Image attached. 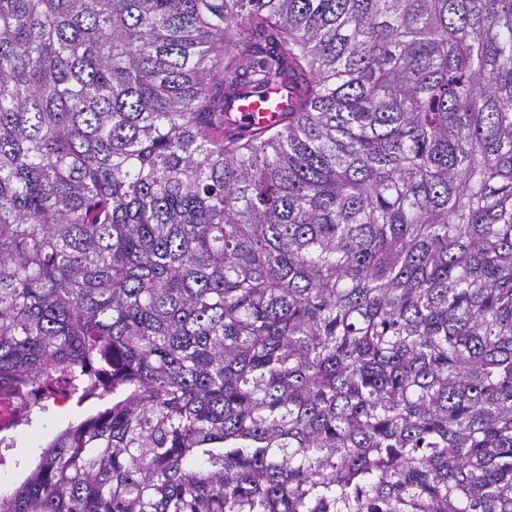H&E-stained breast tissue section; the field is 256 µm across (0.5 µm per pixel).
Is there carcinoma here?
Returning a JSON list of instances; mask_svg holds the SVG:
<instances>
[{
  "instance_id": "carcinoma-1",
  "label": "carcinoma",
  "mask_w": 512,
  "mask_h": 512,
  "mask_svg": "<svg viewBox=\"0 0 512 512\" xmlns=\"http://www.w3.org/2000/svg\"><path fill=\"white\" fill-rule=\"evenodd\" d=\"M53 376L112 406L0 512H512V0H0L14 426Z\"/></svg>"
}]
</instances>
